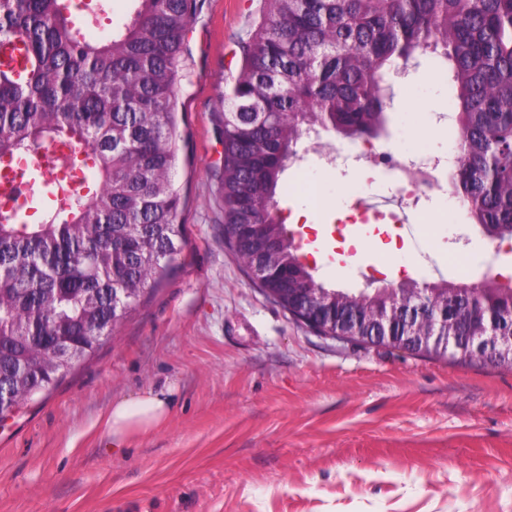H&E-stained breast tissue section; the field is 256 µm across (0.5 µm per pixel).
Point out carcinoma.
I'll use <instances>...</instances> for the list:
<instances>
[{
	"label": "carcinoma",
	"mask_w": 512,
	"mask_h": 512,
	"mask_svg": "<svg viewBox=\"0 0 512 512\" xmlns=\"http://www.w3.org/2000/svg\"><path fill=\"white\" fill-rule=\"evenodd\" d=\"M130 21L95 42L67 0H0V158L55 143L96 185L82 196L44 180L36 224L0 217V387L15 405L50 390L155 290L185 242L179 223L177 98L201 0H132ZM220 100L224 238L268 298L329 336L370 334L387 295L421 294L455 333L452 302L471 288L512 331V285L485 277L330 289L296 253L277 193L307 132L373 141L386 133L393 73L416 54L446 66L460 131L448 190L494 240L512 239V0H264ZM403 349L475 357L413 335Z\"/></svg>",
	"instance_id": "cac0c4a2"
}]
</instances>
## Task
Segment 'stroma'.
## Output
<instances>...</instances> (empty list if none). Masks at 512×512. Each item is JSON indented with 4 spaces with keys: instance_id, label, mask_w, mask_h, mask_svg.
I'll list each match as a JSON object with an SVG mask.
<instances>
[{
    "instance_id": "1",
    "label": "stroma",
    "mask_w": 512,
    "mask_h": 512,
    "mask_svg": "<svg viewBox=\"0 0 512 512\" xmlns=\"http://www.w3.org/2000/svg\"><path fill=\"white\" fill-rule=\"evenodd\" d=\"M263 0H204L188 35L175 178L186 226L170 274L47 395L0 423V512H512V371L318 335L251 281L224 244L223 124L217 98L241 66ZM384 150L444 154L454 125L447 70L428 62L396 87ZM355 166L292 167L314 194L307 241L326 287L406 277L455 280L512 269L450 193L396 225H363L345 249ZM471 251L456 261L452 241ZM397 253L381 254L380 244ZM171 390L165 421L113 450L106 416L146 389Z\"/></svg>"
}]
</instances>
